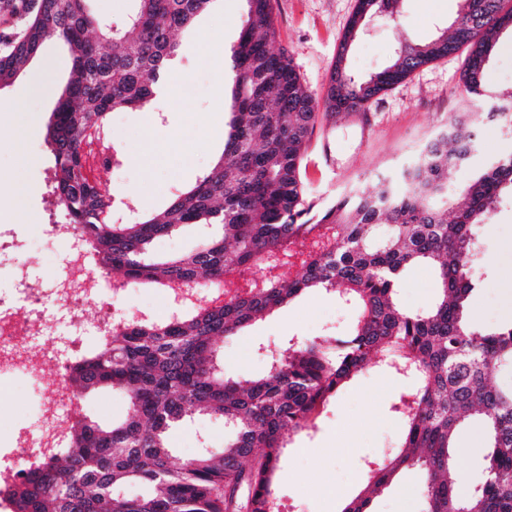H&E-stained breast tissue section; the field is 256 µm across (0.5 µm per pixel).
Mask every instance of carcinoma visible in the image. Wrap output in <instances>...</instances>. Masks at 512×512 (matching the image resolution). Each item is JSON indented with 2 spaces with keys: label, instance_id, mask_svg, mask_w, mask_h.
Listing matches in <instances>:
<instances>
[{
  "label": "carcinoma",
  "instance_id": "carcinoma-1",
  "mask_svg": "<svg viewBox=\"0 0 512 512\" xmlns=\"http://www.w3.org/2000/svg\"><path fill=\"white\" fill-rule=\"evenodd\" d=\"M89 2L0 0V88L26 72L47 38L63 43L70 71L47 129L50 193L99 275L190 299L162 320L119 317L73 359L66 389L74 400L120 390L131 411L111 425L67 416L64 445L36 455L23 481L0 490L11 512H279L285 438L314 428L373 359L409 383L394 406L406 431L342 512H368L373 495L410 467L423 474L422 512H512V382L493 383L512 367V321L483 328L468 317L482 261L478 229L512 197V153L448 192L451 171L478 150V126L512 135V91L492 94L484 78L500 33L512 30V0H459L451 29L399 40L389 66L357 81L346 67L353 32L373 17L396 22L404 2L358 0L322 100L290 55L272 49L276 0H245L222 155L164 210L120 224L110 221L111 195L87 175L86 148L107 134L112 112L144 111L156 99L179 55V32L214 0H125L120 26L101 21ZM462 47L460 86L480 111L449 113L426 150L391 178L390 192L351 190L314 208L302 162L320 107L364 110ZM185 225L207 227L205 240L175 257L153 250ZM418 264L432 268L438 295L412 311L400 283ZM309 290L356 309L348 334L296 340L254 379L224 376L216 342ZM201 413L224 420L229 438L174 464L170 431ZM473 417L489 453L463 492L455 434Z\"/></svg>",
  "mask_w": 512,
  "mask_h": 512
}]
</instances>
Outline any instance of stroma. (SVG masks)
<instances>
[{"mask_svg": "<svg viewBox=\"0 0 512 512\" xmlns=\"http://www.w3.org/2000/svg\"><path fill=\"white\" fill-rule=\"evenodd\" d=\"M357 0H277L276 47L287 49L302 81L324 93L329 72ZM458 0H405L398 27L368 26L351 44L347 65L358 78L381 71L391 61L399 37L426 41L457 17ZM244 15L243 0H213L208 12L178 35L179 64L167 76L179 94L174 101H155L152 111L113 113L110 137L121 155L119 165L103 178L116 199L113 221L128 210L151 214L165 208L173 195L195 183L224 149L229 109L220 101V61L229 57ZM465 51L427 64L395 85L368 108L325 114L306 153L303 175L314 202L349 189H370L378 168L395 169L410 162L421 146L443 127L449 113L463 111L459 76ZM70 68L60 41L48 39L35 72L0 89V224L13 225L20 250L37 265L29 277L41 292L54 288L68 252L58 237L54 252L42 250L43 227L64 224L62 209L48 193L54 157L47 142V123L55 106L54 91ZM487 86L512 90V31L501 34L485 71ZM156 138L180 140L182 151L138 165L131 156L143 145L144 128ZM481 282L471 306V319L484 326L512 320V202H504L479 230ZM432 269L418 265L406 273L400 288L402 304L411 310L428 306L435 295ZM130 314L148 311L165 317L170 298L152 284L121 288ZM356 318L355 310L332 296L309 292L276 310L236 336L218 342L226 376L243 379L264 373L266 349L284 350L294 337L341 336ZM55 370L39 384L10 373L1 377L0 437L32 431L40 417V390L52 385ZM407 387L400 376L370 363L344 387L314 428L291 437L276 493L281 512H339L342 500L359 491L366 465L381 460L400 440L404 425L394 412ZM76 414L109 423L126 418L127 398L116 391L90 393ZM175 462H183L202 446L224 444V424L207 415L173 430ZM455 444V464L465 482L485 467L486 435L480 422L463 425ZM423 477L415 468L402 470L392 484L374 496L372 512H422Z\"/></svg>", "mask_w": 512, "mask_h": 512, "instance_id": "stroma-1", "label": "stroma"}]
</instances>
